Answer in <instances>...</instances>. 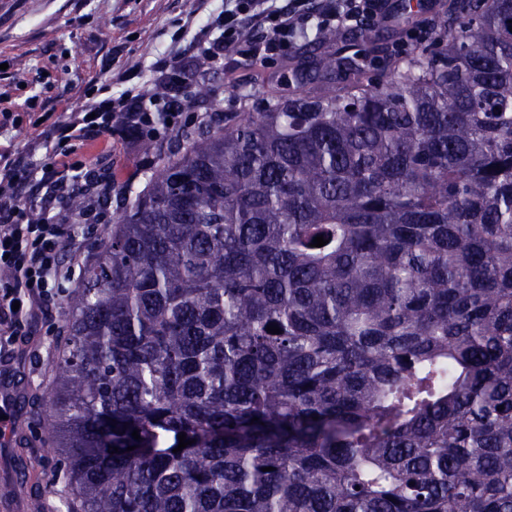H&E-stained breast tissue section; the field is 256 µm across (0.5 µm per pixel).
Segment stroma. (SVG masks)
<instances>
[{
    "instance_id": "obj_1",
    "label": "stroma",
    "mask_w": 512,
    "mask_h": 512,
    "mask_svg": "<svg viewBox=\"0 0 512 512\" xmlns=\"http://www.w3.org/2000/svg\"><path fill=\"white\" fill-rule=\"evenodd\" d=\"M196 6V0H0V94L10 96L17 111L35 95L56 113L79 109L89 96L120 94L119 77L129 68H147L172 42L189 43L183 21ZM321 49L313 34L290 57L272 62L243 63L225 53L206 80L209 107L263 111L266 101L290 93L291 60ZM63 326L61 309H54L32 325L9 366L0 367V387L13 393L12 423L0 438V512H66L63 496L44 497L39 505L32 498L49 475L41 448L51 420L43 399Z\"/></svg>"
}]
</instances>
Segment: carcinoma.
I'll return each instance as SVG.
<instances>
[{
    "instance_id": "cac0c4a2",
    "label": "carcinoma",
    "mask_w": 512,
    "mask_h": 512,
    "mask_svg": "<svg viewBox=\"0 0 512 512\" xmlns=\"http://www.w3.org/2000/svg\"><path fill=\"white\" fill-rule=\"evenodd\" d=\"M321 41L176 137L65 299L67 512H512V0L382 83L374 20Z\"/></svg>"
}]
</instances>
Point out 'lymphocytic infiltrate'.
Wrapping results in <instances>:
<instances>
[{
  "label": "lymphocytic infiltrate",
  "instance_id": "1",
  "mask_svg": "<svg viewBox=\"0 0 512 512\" xmlns=\"http://www.w3.org/2000/svg\"><path fill=\"white\" fill-rule=\"evenodd\" d=\"M383 0H225L224 8L203 19L188 17L196 29L188 46L173 48L151 65L154 94L128 89L62 113L40 133L46 163L26 152L0 151V357L10 356L59 296L54 288L72 279L82 261L81 246L69 224L104 223L102 201L130 192L134 176L96 174L77 159L85 146L101 144L112 155V138L127 142L156 138V125L186 132L207 127L214 115L201 107L183 80L185 72L204 79L208 66L226 51L239 60L268 61L289 55L299 39L339 24L359 22L380 12ZM81 197L80 211L68 203Z\"/></svg>",
  "mask_w": 512,
  "mask_h": 512
}]
</instances>
